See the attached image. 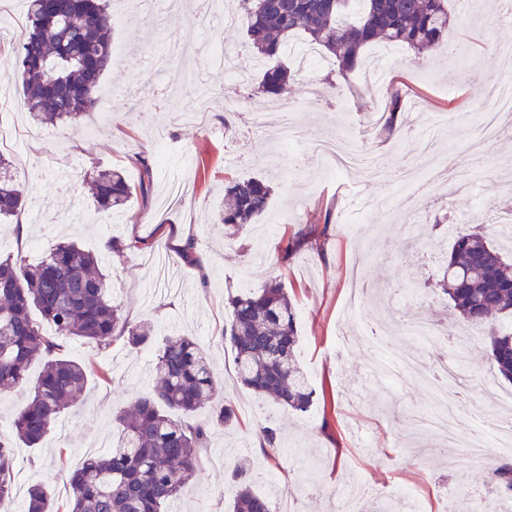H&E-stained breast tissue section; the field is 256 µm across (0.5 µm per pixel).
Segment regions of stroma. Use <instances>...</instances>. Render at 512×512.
<instances>
[{
	"label": "stroma",
	"mask_w": 512,
	"mask_h": 512,
	"mask_svg": "<svg viewBox=\"0 0 512 512\" xmlns=\"http://www.w3.org/2000/svg\"><path fill=\"white\" fill-rule=\"evenodd\" d=\"M447 41L465 57L467 74L449 82L454 61L446 49L423 54L403 49L388 69V82L405 96L394 130L373 122L376 100L354 87L325 88L327 69L299 74L281 96L262 93L257 80L225 89L222 72L208 69L205 57L223 51L229 65L250 66L245 38L218 21L199 24L194 0L176 14L161 9L149 19L114 26L113 45L125 50L115 71L121 88L105 74L97 104L77 127H56L51 137L34 138L40 123L22 107L20 84L0 75V94L16 111L0 120V153L14 160V174L27 192L19 216L0 223V257L25 256L35 264L57 242L74 241L96 254L112 288V301L129 322L153 325L148 346L133 349L115 342L101 350L75 337L62 338L67 355L91 371L85 394L63 412L36 447L17 444L16 512H22L29 486L40 483L58 504L69 494V476L86 457L108 452L118 441L115 412L132 407L156 380L155 355L172 335L193 337L208 358L217 381L215 403L231 401L237 420L214 429L204 462L182 490L178 512H231V470L249 458L254 487L279 504L288 488L294 512H337V494L363 477L373 498L395 503L409 491L421 512H448L459 499L478 498L483 512H502L496 486L479 474L466 449L454 458L434 455L442 439L429 425L432 389L391 371L371 380L372 364L410 352L425 363L451 356L450 348L391 331L379 348H341L339 332L354 273L389 289L399 315H422L439 327L464 326L452 303L437 288L438 260L426 252L431 242L452 247L453 223L473 228L492 208L512 204V191L497 177L512 165V138L488 142L471 164L470 191L457 193L458 171L449 168L440 201L414 193L397 171L399 158L416 164L412 151L420 133L440 115L473 111L483 92L512 80V63L496 57L500 44H512V25L502 24L492 0H449ZM186 41L195 53L173 60L155 73L142 57L151 43ZM215 92L209 125L178 119V112L200 91ZM262 110L267 136L253 137L238 118ZM302 131L330 136L354 127L379 173L359 184L329 159L307 155L304 139L280 145L274 134L283 119ZM149 156L153 181L148 195H134L122 215L100 210L82 186L99 167L124 171L138 182L135 153ZM228 177L270 181L271 203L255 224L232 235L215 217ZM332 213L322 250L305 248L281 262L277 248L301 227L322 223ZM195 239L203 265L185 262L174 236ZM142 241V249L115 254L109 239ZM277 280L297 309V359L314 392L309 412L300 414L256 398L236 378L234 352L224 338L230 320L228 300L248 288ZM459 382L468 404L458 428L469 434L488 413L512 418V385L498 379L485 357L482 336H474ZM276 429L282 446L277 458L256 446L259 427ZM368 435L357 447L355 429Z\"/></svg>",
	"instance_id": "35a3bbf8"
}]
</instances>
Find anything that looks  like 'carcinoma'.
Listing matches in <instances>:
<instances>
[{
  "instance_id": "carcinoma-1",
  "label": "carcinoma",
  "mask_w": 512,
  "mask_h": 512,
  "mask_svg": "<svg viewBox=\"0 0 512 512\" xmlns=\"http://www.w3.org/2000/svg\"><path fill=\"white\" fill-rule=\"evenodd\" d=\"M354 0H238L240 23L252 38L251 59L262 67V89L280 95L293 80L284 62L291 42L303 38L347 79L359 65L360 52L385 41L418 53L436 48L448 35V0H360L361 16L351 21ZM114 19L106 0H30L23 40L17 44L14 70L21 77L24 104L46 124L75 125L95 103L99 83L112 67ZM385 125H395L400 110L398 91L387 93ZM139 183L134 186L119 170L101 168L87 181L99 208L118 212L138 192L146 195L153 169L137 154ZM11 160L0 154V217L25 209L24 188L10 174ZM271 187L257 178L232 179L224 187L217 221L241 231L269 208ZM331 215L323 227L307 226L281 252L287 260L305 244L328 235ZM440 286L462 320L481 329L493 319L486 355L498 377L512 383V259H507L479 230L459 231ZM231 322L225 336L234 351L241 384L258 398H269L295 412L313 404L298 364L296 313L279 282L243 291L230 299ZM54 328L45 332L32 313ZM148 322L122 320L98 258L78 245L61 242L37 265L22 257L0 260V394L25 385L31 363L44 359L31 387L30 400L18 411L13 429L18 440L37 445L59 416L86 389L87 369L62 353L58 336H75L99 348L118 340L132 348L151 336ZM157 383L132 410L120 411L119 443L109 453L88 458L70 477L67 512H169L201 466L208 428L188 421L212 406V427L230 425L235 411L229 403L213 406L214 379L207 359L189 336L168 338L156 355ZM251 465L234 471L232 512H272L268 497L253 489ZM13 445L0 439V512H9L15 485ZM503 496H512V463L489 475ZM27 512H56L50 489L35 485L28 492Z\"/></svg>"
}]
</instances>
